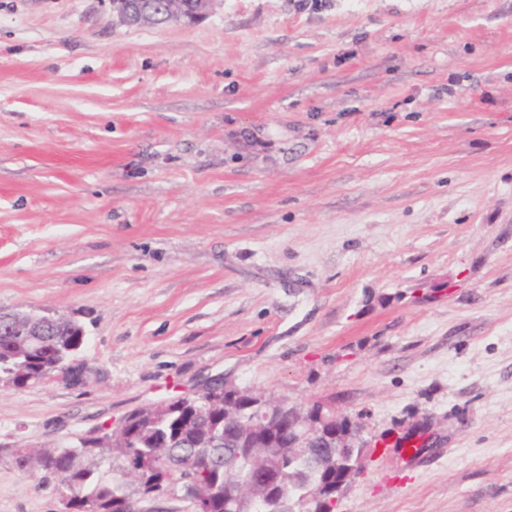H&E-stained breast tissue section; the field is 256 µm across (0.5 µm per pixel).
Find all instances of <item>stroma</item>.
<instances>
[{
    "label": "stroma",
    "instance_id": "stroma-1",
    "mask_svg": "<svg viewBox=\"0 0 512 512\" xmlns=\"http://www.w3.org/2000/svg\"><path fill=\"white\" fill-rule=\"evenodd\" d=\"M39 308L97 374L0 387V512L64 510L9 449L208 378L359 424L336 512H512V0H0V309ZM120 23L130 27L158 25L171 19L192 25L206 18L217 0H163L160 8L153 0H110Z\"/></svg>",
    "mask_w": 512,
    "mask_h": 512
}]
</instances>
